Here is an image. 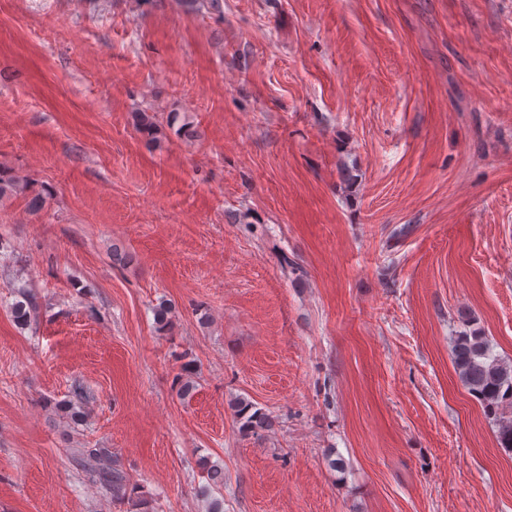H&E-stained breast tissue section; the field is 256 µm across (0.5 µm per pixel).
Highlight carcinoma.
I'll use <instances>...</instances> for the list:
<instances>
[{
  "label": "carcinoma",
  "mask_w": 512,
  "mask_h": 512,
  "mask_svg": "<svg viewBox=\"0 0 512 512\" xmlns=\"http://www.w3.org/2000/svg\"><path fill=\"white\" fill-rule=\"evenodd\" d=\"M33 311L35 302L28 294L12 305L14 318L21 325L30 322ZM453 350L461 384L495 417L501 447L512 449V416L504 417L499 413L505 407H512V362L495 356L485 337L476 331L457 336ZM251 408L244 400L238 404V415L246 417L243 428L252 432L266 429L269 426L267 415L259 410L253 412ZM77 457L92 482L115 498L125 497L127 478L112 466L110 449L79 448Z\"/></svg>",
  "instance_id": "1"
}]
</instances>
